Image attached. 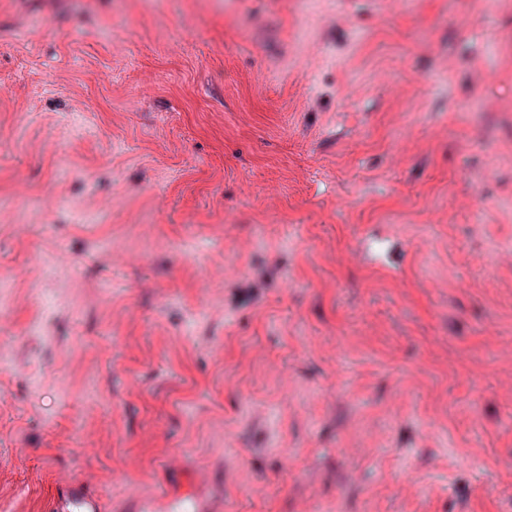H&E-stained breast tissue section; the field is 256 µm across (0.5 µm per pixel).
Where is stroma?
Returning <instances> with one entry per match:
<instances>
[{
  "instance_id": "1",
  "label": "stroma",
  "mask_w": 512,
  "mask_h": 512,
  "mask_svg": "<svg viewBox=\"0 0 512 512\" xmlns=\"http://www.w3.org/2000/svg\"><path fill=\"white\" fill-rule=\"evenodd\" d=\"M509 250L512 0H0V512H512ZM49 512H101L100 500L80 482L60 486L50 498Z\"/></svg>"
}]
</instances>
